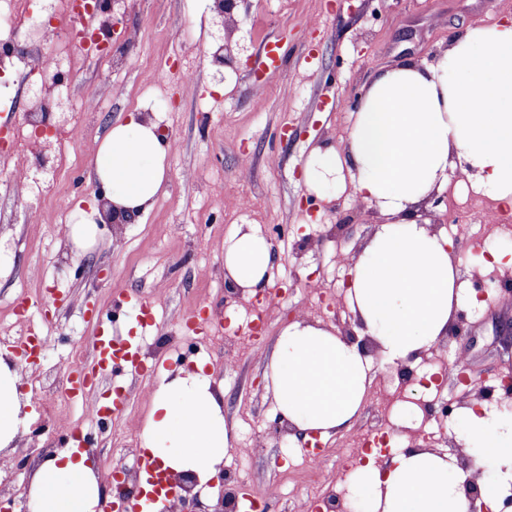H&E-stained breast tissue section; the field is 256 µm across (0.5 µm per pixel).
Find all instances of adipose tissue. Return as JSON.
<instances>
[{"instance_id": "adipose-tissue-1", "label": "adipose tissue", "mask_w": 512, "mask_h": 512, "mask_svg": "<svg viewBox=\"0 0 512 512\" xmlns=\"http://www.w3.org/2000/svg\"><path fill=\"white\" fill-rule=\"evenodd\" d=\"M95 177L112 203L149 211L167 180L159 124L131 117L112 124L94 157ZM460 173L475 194L512 206V23L475 25L453 35L447 49L422 65L406 58L378 73L350 114L345 147L323 142L304 168L308 191L345 192L375 204L378 224L353 260L346 304L354 338L335 326L296 320L285 325L266 365L276 410L295 433L326 439L350 430L371 387L375 362L415 367L446 336L465 301L445 230L433 229L420 204ZM271 247L257 225L242 224L224 241L230 284L254 293L273 278ZM374 342L369 355L362 339ZM9 353L0 352V456L27 432L31 396ZM456 440L475 467L489 512L512 492V415L460 406ZM142 450L170 475L193 476L199 488L217 479L229 449L224 388L206 357L165 372L153 391ZM365 512H470L457 458L401 442L383 462L355 469ZM107 484L88 452L68 442L35 468L34 512H96Z\"/></svg>"}]
</instances>
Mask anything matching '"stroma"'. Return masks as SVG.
<instances>
[{"instance_id": "obj_1", "label": "stroma", "mask_w": 512, "mask_h": 512, "mask_svg": "<svg viewBox=\"0 0 512 512\" xmlns=\"http://www.w3.org/2000/svg\"><path fill=\"white\" fill-rule=\"evenodd\" d=\"M135 42L112 62L78 61L68 73L81 132L66 150L47 140L22 155L0 154V326L40 329L53 343L27 364L24 391H41L58 405L53 422L44 403H33L28 435L19 439L0 470V503L23 512L30 474L73 432H81L102 476L116 464L135 487L140 438L149 415L153 379L196 356L207 344L210 368L224 384V418L231 450L224 459L256 495L277 489L274 512L319 505L346 465L349 434L374 421L380 407L369 400L350 433L323 441L320 471L295 469L282 460L285 440L274 425L275 402L266 363L290 316L329 325L352 315L343 307L341 252H357L371 235L369 203L342 195L323 200L304 185L303 162L317 143L345 142L349 115L382 69L406 57L432 62L459 28L512 17V0H238L233 60L216 64L224 19L211 0H120ZM172 82L156 88L160 68ZM190 70L193 89L181 88ZM262 108H255V97ZM142 112L159 115L169 139V181L148 213L127 224H103L96 244L70 251L65 227L98 205L92 146L113 123ZM26 170L40 196L17 206L13 179ZM498 213L512 225V208L465 190L458 175L427 203L432 221L454 242L462 279H470L482 249L512 247L490 224H468L464 206ZM241 224L259 225L278 256L275 292L255 306L232 297L224 280V240ZM317 282L336 312L316 307L309 284ZM255 308L265 321L260 347L232 365L224 363L225 309ZM459 334L441 339L450 362L438 396L455 406L464 391L455 356L485 386L512 372V345L502 340L512 322V298L487 291L481 305L465 306ZM136 341L149 368L134 381H98L102 400L123 387L127 399L103 424L89 422L66 393V368L91 359V338L103 328Z\"/></svg>"}]
</instances>
